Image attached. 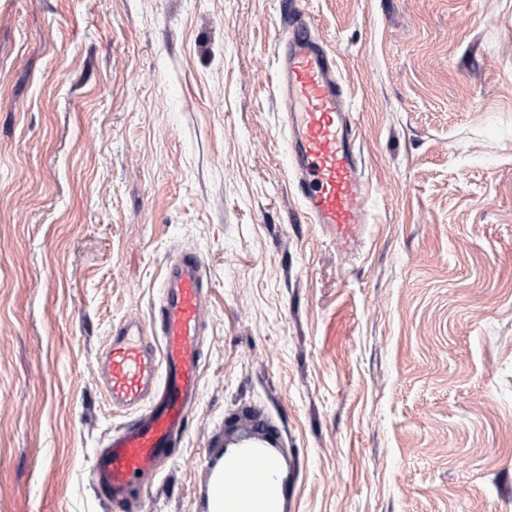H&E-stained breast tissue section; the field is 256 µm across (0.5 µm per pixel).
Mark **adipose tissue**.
<instances>
[{
  "label": "adipose tissue",
  "instance_id": "adipose-tissue-1",
  "mask_svg": "<svg viewBox=\"0 0 512 512\" xmlns=\"http://www.w3.org/2000/svg\"><path fill=\"white\" fill-rule=\"evenodd\" d=\"M260 467H253L256 458ZM283 481L270 452L235 448L217 466L208 494V512H283Z\"/></svg>",
  "mask_w": 512,
  "mask_h": 512
}]
</instances>
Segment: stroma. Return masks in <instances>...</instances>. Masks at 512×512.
<instances>
[{
    "label": "stroma",
    "instance_id": "obj_1",
    "mask_svg": "<svg viewBox=\"0 0 512 512\" xmlns=\"http://www.w3.org/2000/svg\"><path fill=\"white\" fill-rule=\"evenodd\" d=\"M303 5L365 162L350 251L292 187L280 0H0V512H124L98 362L185 250L201 389L134 512H208L252 411L283 512H512V0Z\"/></svg>",
    "mask_w": 512,
    "mask_h": 512
}]
</instances>
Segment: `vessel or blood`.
<instances>
[{
    "label": "vessel or blood",
    "instance_id": "vessel-or-blood-1",
    "mask_svg": "<svg viewBox=\"0 0 512 512\" xmlns=\"http://www.w3.org/2000/svg\"><path fill=\"white\" fill-rule=\"evenodd\" d=\"M276 61L275 92L287 114L295 190L310 221L324 225L341 248L353 249L369 222L354 121L336 55L297 0L288 5ZM206 286L199 256L181 253L153 310L157 344L144 339L135 318L112 331L101 359L107 397L113 405L140 410L94 457L91 483L115 506H129L139 476L152 473L169 456L199 397Z\"/></svg>",
    "mask_w": 512,
    "mask_h": 512
}]
</instances>
